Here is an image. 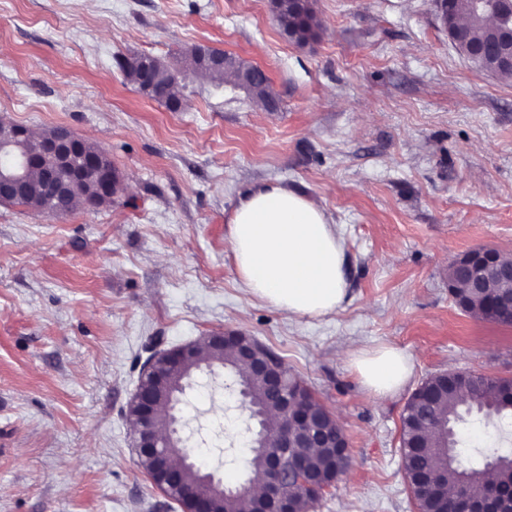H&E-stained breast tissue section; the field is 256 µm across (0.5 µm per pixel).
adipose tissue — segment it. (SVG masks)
<instances>
[{
    "label": "adipose tissue",
    "instance_id": "ef3b65f1",
    "mask_svg": "<svg viewBox=\"0 0 512 512\" xmlns=\"http://www.w3.org/2000/svg\"><path fill=\"white\" fill-rule=\"evenodd\" d=\"M239 279L289 317L317 318L345 297V254L325 212L277 183L249 189L233 210L228 236ZM351 364L373 393L399 389L410 375L401 350L352 349Z\"/></svg>",
    "mask_w": 512,
    "mask_h": 512
}]
</instances>
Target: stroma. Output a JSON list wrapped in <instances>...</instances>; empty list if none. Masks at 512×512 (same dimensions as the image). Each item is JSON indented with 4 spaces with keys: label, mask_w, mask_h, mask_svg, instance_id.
Masks as SVG:
<instances>
[{
    "label": "stroma",
    "mask_w": 512,
    "mask_h": 512,
    "mask_svg": "<svg viewBox=\"0 0 512 512\" xmlns=\"http://www.w3.org/2000/svg\"><path fill=\"white\" fill-rule=\"evenodd\" d=\"M320 37L280 33L269 0H0V119L64 126L119 175L111 205L48 217L0 205V512H179L138 463L127 416L155 347L237 330L277 353L339 421L346 473L315 512H417L400 416L428 377L512 376V327L448 293L461 254H512V82L448 40L433 0H317ZM262 68L275 110L188 76L171 111L118 55L184 61L191 46ZM278 183L320 206L342 241L346 296L289 318L237 276L229 220ZM412 358L377 396L349 361ZM196 466L245 482L246 414L198 373L183 404ZM461 457L505 446L497 422L457 428Z\"/></svg>",
    "instance_id": "stroma-1"
}]
</instances>
